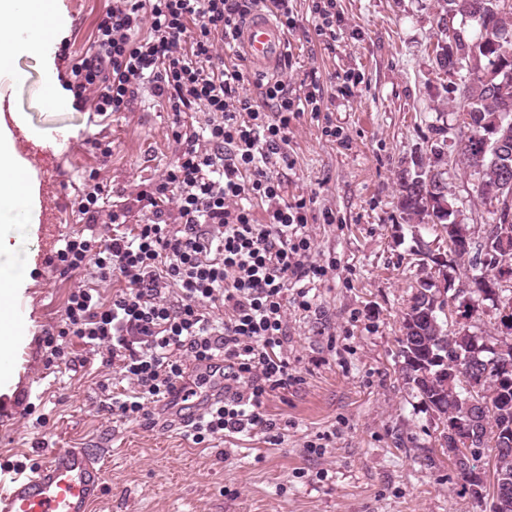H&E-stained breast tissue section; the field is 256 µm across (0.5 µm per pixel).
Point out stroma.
<instances>
[{
	"mask_svg": "<svg viewBox=\"0 0 512 512\" xmlns=\"http://www.w3.org/2000/svg\"><path fill=\"white\" fill-rule=\"evenodd\" d=\"M106 0H56L58 23L42 55L24 56L0 76V98L33 137L24 141L40 190L39 222L12 234L27 280L12 299L23 326L0 383V483L12 464H32L53 448L100 456L106 495L94 512H490L474 498L438 445L437 421L402 375L397 339L406 300L422 271L415 232L398 201V172L427 156L433 129L453 118L449 79L432 49L440 38L436 0H336L341 23L319 35L313 0H294L288 34L290 88L314 81L319 114L292 124L280 168L289 196L312 199L313 259L329 264L309 310L288 311L295 381L265 411L285 422L282 444L262 435H226L195 445L180 422L154 412L128 421L106 392L122 393L115 368L79 342L72 361L46 364L43 329L57 326L70 291L90 274L67 276L47 264L61 235L84 229L75 206L97 172L107 205L128 207L127 227L143 223L135 198L175 160L174 116L144 90L124 112L74 108L44 69L64 77L93 40ZM336 126L337 137L325 135ZM110 145L102 160L92 140ZM474 177L449 170V200L475 239L492 223V205ZM334 221H323L324 212ZM320 445L311 453L309 444Z\"/></svg>",
	"mask_w": 512,
	"mask_h": 512,
	"instance_id": "1",
	"label": "stroma"
}]
</instances>
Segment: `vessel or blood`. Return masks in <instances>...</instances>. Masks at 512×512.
<instances>
[{
  "mask_svg": "<svg viewBox=\"0 0 512 512\" xmlns=\"http://www.w3.org/2000/svg\"><path fill=\"white\" fill-rule=\"evenodd\" d=\"M237 48L260 72L273 71L286 52V36L260 10L241 26ZM104 490L98 458L83 448L50 450L30 474L14 477L0 491V512H92Z\"/></svg>",
  "mask_w": 512,
  "mask_h": 512,
  "instance_id": "vessel-or-blood-1",
  "label": "vessel or blood"
}]
</instances>
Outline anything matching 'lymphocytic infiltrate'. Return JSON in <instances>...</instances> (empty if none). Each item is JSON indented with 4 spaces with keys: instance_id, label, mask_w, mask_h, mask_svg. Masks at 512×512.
Masks as SVG:
<instances>
[{
    "instance_id": "1",
    "label": "lymphocytic infiltrate",
    "mask_w": 512,
    "mask_h": 512,
    "mask_svg": "<svg viewBox=\"0 0 512 512\" xmlns=\"http://www.w3.org/2000/svg\"><path fill=\"white\" fill-rule=\"evenodd\" d=\"M267 4L283 31L295 28L291 0H108L67 82L102 115L127 110L152 88L177 118L178 155L136 197L146 222L125 230L119 209L109 214L111 235L62 238L49 266L70 276L91 271L97 284L71 291L44 342L62 364L69 338L119 359L129 391L111 409L135 421L176 389L188 364L223 358L224 395L187 431L196 445L257 431L281 443L264 405L294 380L284 351L288 310H308L309 284L327 274L311 258L308 201L289 199L274 173L289 164L293 120L318 112L320 88L313 82L297 94L279 77L260 84L258 97L241 95L244 75L220 53ZM198 108L202 126L185 125L182 114ZM117 276L125 288L103 298L100 285Z\"/></svg>"
}]
</instances>
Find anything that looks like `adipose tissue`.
I'll use <instances>...</instances> for the list:
<instances>
[{"label": "adipose tissue", "instance_id": "ef3b65f1", "mask_svg": "<svg viewBox=\"0 0 512 512\" xmlns=\"http://www.w3.org/2000/svg\"><path fill=\"white\" fill-rule=\"evenodd\" d=\"M53 9V0H0V72L12 69L14 56L23 52L41 53L43 39L24 36L16 26L18 18H26L30 27L42 31L43 19ZM38 205V187L31 175V164L23 156L19 142L0 113V222H19L21 215L31 214ZM13 245L0 231V357L9 352L15 336L22 328L11 312V299L24 278L21 271L7 264Z\"/></svg>", "mask_w": 512, "mask_h": 512}]
</instances>
